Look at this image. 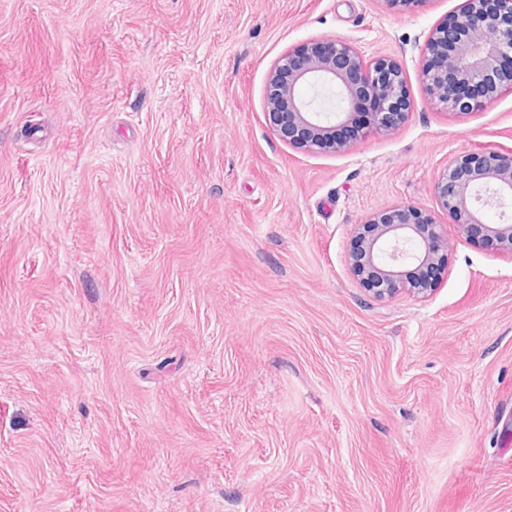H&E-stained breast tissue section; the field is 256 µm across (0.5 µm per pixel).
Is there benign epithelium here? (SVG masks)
<instances>
[{
    "label": "benign epithelium",
    "instance_id": "benign-epithelium-1",
    "mask_svg": "<svg viewBox=\"0 0 512 512\" xmlns=\"http://www.w3.org/2000/svg\"><path fill=\"white\" fill-rule=\"evenodd\" d=\"M421 79L431 103L452 115L477 110L512 88V0H463L459 13L438 24L423 47ZM318 85L336 92L340 104L323 112L299 90ZM375 111L360 118L362 100ZM404 70L393 57L366 59L344 39H312L276 61L266 89L265 119L289 145L311 154L341 151L370 133L390 134L409 108ZM435 195L459 233L478 235L512 256V153L485 149L448 162ZM499 209L500 222L487 224L484 212ZM450 245L442 225L412 205L375 215L353 231L348 255L352 273L373 285L383 301L407 291L426 296L448 263ZM409 266L406 272L403 267Z\"/></svg>",
    "mask_w": 512,
    "mask_h": 512
}]
</instances>
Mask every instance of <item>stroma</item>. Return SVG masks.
Masks as SVG:
<instances>
[{"label": "stroma", "mask_w": 512, "mask_h": 512, "mask_svg": "<svg viewBox=\"0 0 512 512\" xmlns=\"http://www.w3.org/2000/svg\"><path fill=\"white\" fill-rule=\"evenodd\" d=\"M463 0H0V512H512V257L449 159L512 151V90L437 110ZM388 55L411 107L335 154L265 120L284 52ZM412 204L436 290L373 299L355 224Z\"/></svg>", "instance_id": "stroma-1"}]
</instances>
